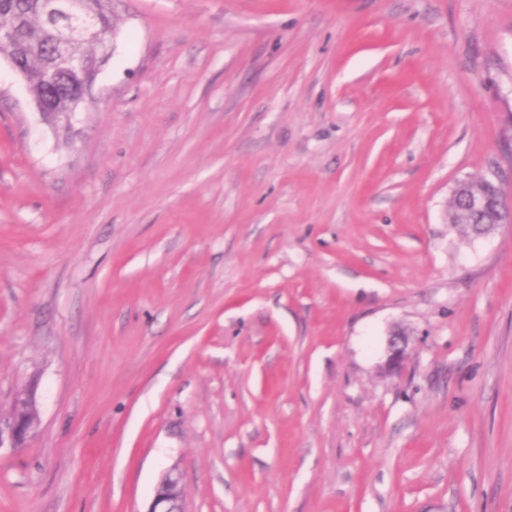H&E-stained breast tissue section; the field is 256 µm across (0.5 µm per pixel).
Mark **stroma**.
Wrapping results in <instances>:
<instances>
[{
    "instance_id": "1",
    "label": "stroma",
    "mask_w": 512,
    "mask_h": 512,
    "mask_svg": "<svg viewBox=\"0 0 512 512\" xmlns=\"http://www.w3.org/2000/svg\"><path fill=\"white\" fill-rule=\"evenodd\" d=\"M114 18L72 126L0 63V512H512V224L447 219L512 165V0ZM37 409L35 394L19 397L14 401L6 418L0 416V449L7 441L8 448H20L35 431L38 422L34 417ZM146 512H184L182 508V475L177 467L167 469L155 490Z\"/></svg>"
}]
</instances>
